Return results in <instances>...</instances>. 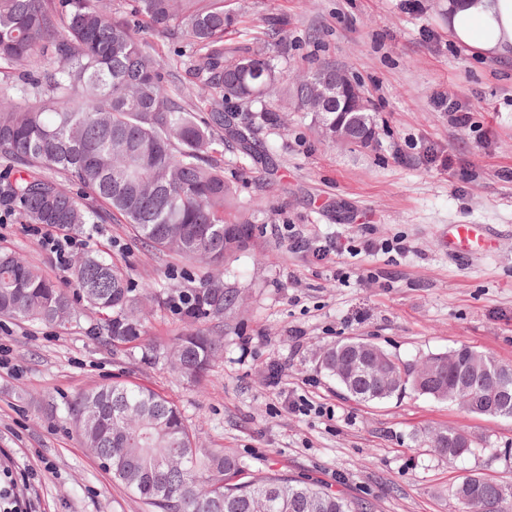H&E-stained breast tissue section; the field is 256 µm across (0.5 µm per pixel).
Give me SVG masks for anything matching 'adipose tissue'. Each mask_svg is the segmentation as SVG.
I'll use <instances>...</instances> for the list:
<instances>
[{
  "label": "adipose tissue",
  "mask_w": 512,
  "mask_h": 512,
  "mask_svg": "<svg viewBox=\"0 0 512 512\" xmlns=\"http://www.w3.org/2000/svg\"><path fill=\"white\" fill-rule=\"evenodd\" d=\"M448 34L485 56L512 58V0H448Z\"/></svg>",
  "instance_id": "ef3b65f1"
}]
</instances>
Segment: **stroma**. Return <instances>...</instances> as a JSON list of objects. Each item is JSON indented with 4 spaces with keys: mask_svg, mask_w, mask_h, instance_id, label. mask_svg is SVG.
<instances>
[{
    "mask_svg": "<svg viewBox=\"0 0 512 512\" xmlns=\"http://www.w3.org/2000/svg\"><path fill=\"white\" fill-rule=\"evenodd\" d=\"M446 0H246L229 38L247 44L262 17L280 18L288 77L333 64L368 98L377 138L354 151L320 141L311 119L292 112L260 132L261 163L225 152L241 198L256 216L254 248L231 259L224 284L242 305L225 313L224 353L200 388L142 358L140 343L112 349L87 331L0 318L14 373L0 372V463L37 470L25 512H149L83 448L65 407L119 378L172 402L203 448L226 449L249 473L309 480L365 503L369 512H456L466 476L512 484V418L467 414L457 403L411 392L364 402L320 366L326 346L356 338L415 360L461 346L512 365V61L482 59L448 35ZM450 94L473 114L449 126L433 103ZM479 225L489 242L477 258L448 250V227ZM310 249L291 247V236ZM81 237L130 270L137 286L180 281L191 262L135 242L125 225ZM374 249H365V241ZM401 241L405 252L385 251ZM341 242L338 259L313 249ZM0 247L63 275L13 217ZM307 398L334 417L291 411ZM461 428L474 453L447 463L426 431Z\"/></svg>",
    "mask_w": 512,
    "mask_h": 512,
    "instance_id": "stroma-1",
    "label": "stroma"
}]
</instances>
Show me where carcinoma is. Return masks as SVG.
Wrapping results in <instances>:
<instances>
[{"label":"carcinoma","instance_id":"obj_1","mask_svg":"<svg viewBox=\"0 0 512 512\" xmlns=\"http://www.w3.org/2000/svg\"><path fill=\"white\" fill-rule=\"evenodd\" d=\"M237 0H127L116 13L89 0H0V68L21 66L19 82L0 85V208L29 224L80 232L118 220L141 244L203 265L205 272L171 288L135 294L128 267L102 253L83 252L70 265L72 287L0 249V317L63 326L82 311L96 316L90 333L118 347L146 334L150 309L168 311L184 327L169 345H143L144 360L163 362L189 385L199 384L224 353L207 327L237 307L238 291L224 287V265L250 249L254 212L239 201L237 182L224 176V145L233 142L257 163L265 148L259 127L313 97L324 65L288 82L279 68L280 25L271 19L255 45L224 40L241 22ZM150 30L184 42L195 86L177 85L173 71L146 52ZM359 127L370 110L352 112L342 100L315 133L336 142V116ZM363 351L379 362L390 355L375 344L346 341L329 347L321 365L351 364ZM451 352L370 381L357 398L384 400L407 389L454 400L467 413L498 401L492 381L501 365L488 353ZM66 417L112 480L154 512H367L364 504L312 482L282 475L245 478L235 454L198 446L180 412L153 390L120 381L78 394ZM458 437L428 433L429 447L448 464L471 452L452 448ZM459 512H512V485L481 478L478 490L456 486Z\"/></svg>","mask_w":512,"mask_h":512}]
</instances>
